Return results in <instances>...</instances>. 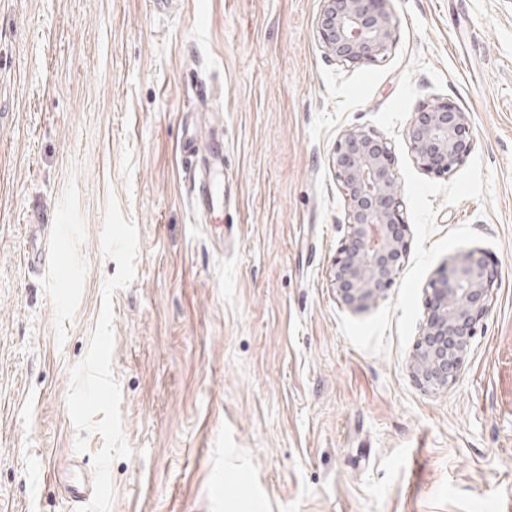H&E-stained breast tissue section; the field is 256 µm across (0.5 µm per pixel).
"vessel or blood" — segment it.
Segmentation results:
<instances>
[{
  "label": "vessel or blood",
  "instance_id": "vessel-or-blood-1",
  "mask_svg": "<svg viewBox=\"0 0 512 512\" xmlns=\"http://www.w3.org/2000/svg\"><path fill=\"white\" fill-rule=\"evenodd\" d=\"M186 137L194 168L188 175L191 204L195 213L211 218L224 209V137L209 134L200 138L196 129H188ZM110 484L106 467H99L91 483L68 484L66 493L76 503H82L105 494Z\"/></svg>",
  "mask_w": 512,
  "mask_h": 512
}]
</instances>
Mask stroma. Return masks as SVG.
Instances as JSON below:
<instances>
[{
	"mask_svg": "<svg viewBox=\"0 0 512 512\" xmlns=\"http://www.w3.org/2000/svg\"><path fill=\"white\" fill-rule=\"evenodd\" d=\"M322 6L0 0V512H512V0H385L393 47L350 68ZM436 101L476 140L448 177L405 136ZM187 125L224 132L214 222ZM351 128L390 143L410 243L359 311L331 282ZM37 205L69 229L43 268ZM467 250L498 268L493 306L429 389L409 370L429 283ZM101 465L111 495L72 503Z\"/></svg>",
	"mask_w": 512,
	"mask_h": 512,
	"instance_id": "stroma-1",
	"label": "stroma"
}]
</instances>
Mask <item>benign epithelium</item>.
Returning a JSON list of instances; mask_svg holds the SVG:
<instances>
[{
	"label": "benign epithelium",
	"mask_w": 512,
	"mask_h": 512,
	"mask_svg": "<svg viewBox=\"0 0 512 512\" xmlns=\"http://www.w3.org/2000/svg\"><path fill=\"white\" fill-rule=\"evenodd\" d=\"M382 2L323 0L315 31L325 54L343 67L384 58L395 27ZM406 139L417 166L436 176L451 175L474 148L467 113L448 101L421 106ZM332 166L345 196L346 235L332 260L331 282L344 305L364 310L393 286L409 248L392 148L373 131L348 130L336 140ZM497 283V269L472 252L430 281L428 315L409 365L420 384L438 390L457 380Z\"/></svg>",
	"instance_id": "7a95c632"
}]
</instances>
